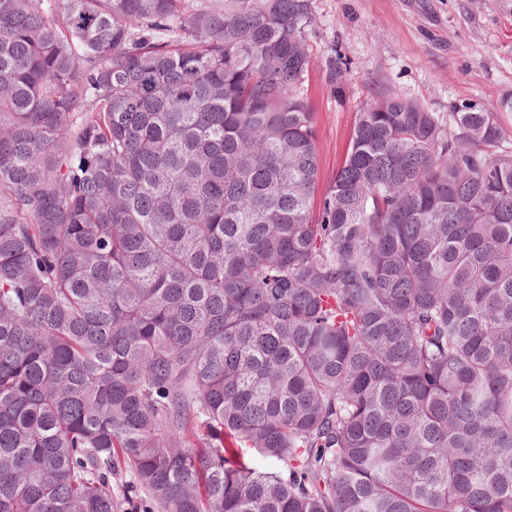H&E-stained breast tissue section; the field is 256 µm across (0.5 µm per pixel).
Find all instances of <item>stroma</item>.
I'll return each mask as SVG.
<instances>
[{
  "label": "stroma",
  "instance_id": "35a3bbf8",
  "mask_svg": "<svg viewBox=\"0 0 512 512\" xmlns=\"http://www.w3.org/2000/svg\"><path fill=\"white\" fill-rule=\"evenodd\" d=\"M305 79L324 179L340 164L372 97L413 98L431 112L512 96V0H311ZM342 61L340 85L328 81Z\"/></svg>",
  "mask_w": 512,
  "mask_h": 512
}]
</instances>
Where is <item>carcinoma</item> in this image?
<instances>
[{"mask_svg": "<svg viewBox=\"0 0 512 512\" xmlns=\"http://www.w3.org/2000/svg\"><path fill=\"white\" fill-rule=\"evenodd\" d=\"M310 24L0 0V512H512V97L323 189Z\"/></svg>", "mask_w": 512, "mask_h": 512, "instance_id": "carcinoma-1", "label": "carcinoma"}]
</instances>
